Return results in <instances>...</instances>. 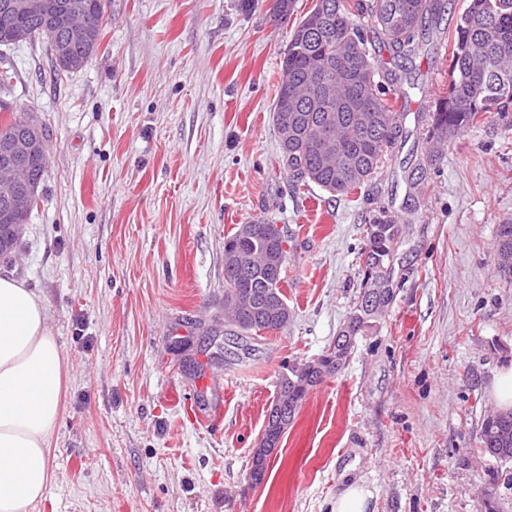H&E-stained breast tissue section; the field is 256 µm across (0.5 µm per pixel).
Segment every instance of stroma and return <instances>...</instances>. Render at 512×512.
<instances>
[{
  "mask_svg": "<svg viewBox=\"0 0 512 512\" xmlns=\"http://www.w3.org/2000/svg\"><path fill=\"white\" fill-rule=\"evenodd\" d=\"M441 2L409 58L370 48L402 133L345 196L293 186L272 118L289 35L315 0L285 20L271 0H107L97 54L62 76L44 42L7 50L0 121L35 114L49 161L0 274L44 297L66 360L43 512H330L354 481L367 512H512V463L479 451L512 362V283L494 259L512 224V130L488 119L434 147L469 0ZM382 209L398 227L393 301L253 483L278 380L347 323ZM254 220L286 231L291 316L236 336L224 239ZM491 393L500 408H512V363L498 371Z\"/></svg>",
  "mask_w": 512,
  "mask_h": 512,
  "instance_id": "stroma-1",
  "label": "stroma"
}]
</instances>
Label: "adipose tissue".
<instances>
[{
    "mask_svg": "<svg viewBox=\"0 0 512 512\" xmlns=\"http://www.w3.org/2000/svg\"><path fill=\"white\" fill-rule=\"evenodd\" d=\"M65 384L44 300L0 275V512H37L49 500Z\"/></svg>",
    "mask_w": 512,
    "mask_h": 512,
    "instance_id": "ef3b65f1",
    "label": "adipose tissue"
}]
</instances>
